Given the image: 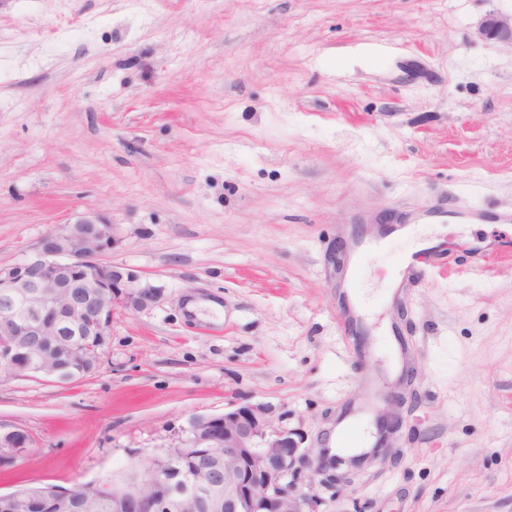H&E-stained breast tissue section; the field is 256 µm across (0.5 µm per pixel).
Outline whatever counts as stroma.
I'll use <instances>...</instances> for the list:
<instances>
[{
    "mask_svg": "<svg viewBox=\"0 0 512 512\" xmlns=\"http://www.w3.org/2000/svg\"><path fill=\"white\" fill-rule=\"evenodd\" d=\"M491 13L512 0H0V265L91 210L106 261L162 290L115 308L94 373L0 375V428L32 439L0 492L113 478L231 401L320 447L391 373L394 324L403 424L315 512H512V44L478 37ZM384 218L419 230L357 272L363 359L330 255ZM421 241L439 261L392 303Z\"/></svg>",
    "mask_w": 512,
    "mask_h": 512,
    "instance_id": "obj_1",
    "label": "stroma"
}]
</instances>
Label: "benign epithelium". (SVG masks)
Listing matches in <instances>:
<instances>
[{"label":"benign epithelium","mask_w":512,"mask_h":512,"mask_svg":"<svg viewBox=\"0 0 512 512\" xmlns=\"http://www.w3.org/2000/svg\"><path fill=\"white\" fill-rule=\"evenodd\" d=\"M478 33L492 43L512 41V24L491 14ZM115 242V225L88 212L44 238L23 261L0 265V373L70 381L42 353L44 338L54 336L77 357L79 373L89 374L99 364L115 307L141 311L157 301L161 289L102 259ZM82 336L97 342L91 360L83 356ZM404 400L403 377L380 395L376 422L383 445L371 458L388 448ZM271 414L267 404L229 402L222 415L193 418L181 445L131 462L113 482L69 490L49 484L24 487L0 493V508L18 512L35 499L47 512H73L81 492L100 488L112 493L116 512H171L172 504L182 512L202 502L212 512H309L315 477L322 485H346L360 457H332L327 448L302 452L298 433L274 424ZM30 445L22 430L0 431V468L14 465Z\"/></svg>","instance_id":"benign-epithelium-1"}]
</instances>
